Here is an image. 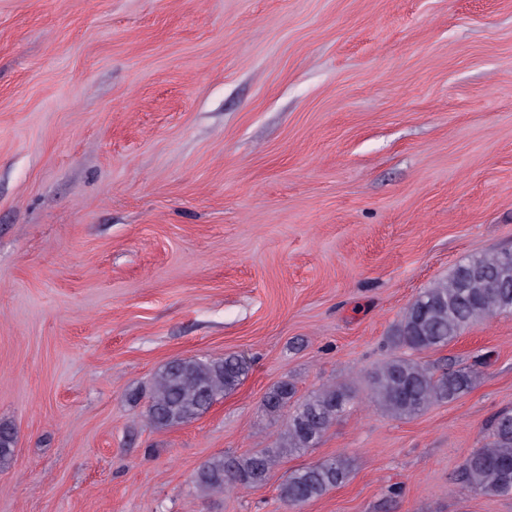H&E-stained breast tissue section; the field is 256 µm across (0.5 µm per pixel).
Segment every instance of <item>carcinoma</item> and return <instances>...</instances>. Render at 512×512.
<instances>
[{
    "mask_svg": "<svg viewBox=\"0 0 512 512\" xmlns=\"http://www.w3.org/2000/svg\"><path fill=\"white\" fill-rule=\"evenodd\" d=\"M507 311H512V252L475 254L457 265L448 279L424 289L407 305L390 342L396 350L436 349L453 342L470 324ZM248 371V363L235 355L169 361L152 383L149 423L169 428L199 417L233 391ZM475 378L473 368L438 374L412 358L395 355L373 372L370 387L384 411L401 419L458 398L472 388ZM295 394L293 383L285 380L262 398L267 414L289 410L277 448L244 457H212L194 476L197 488L222 493L228 487L263 486L278 458L315 447L352 399L345 385L324 387L303 400ZM489 431V442L462 464L460 482L473 492L512 495V411L499 414ZM15 440L14 429L0 424V466L12 459ZM348 473L346 459L327 458L289 474L279 486V498L290 507L301 506L342 484Z\"/></svg>",
    "mask_w": 512,
    "mask_h": 512,
    "instance_id": "carcinoma-1",
    "label": "carcinoma"
}]
</instances>
